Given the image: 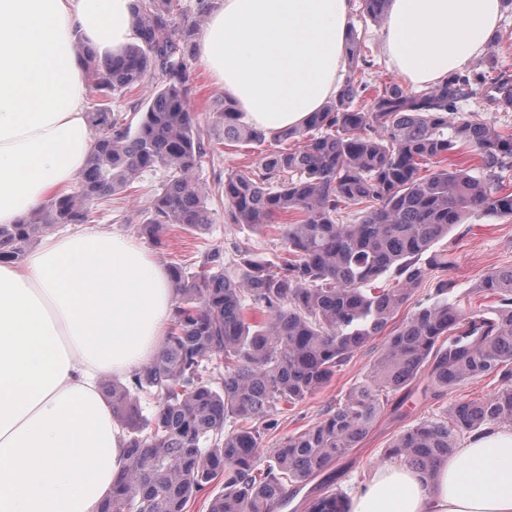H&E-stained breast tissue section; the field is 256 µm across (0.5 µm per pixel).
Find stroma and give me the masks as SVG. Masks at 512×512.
I'll list each match as a JSON object with an SVG mask.
<instances>
[{
  "label": "stroma",
  "instance_id": "obj_1",
  "mask_svg": "<svg viewBox=\"0 0 512 512\" xmlns=\"http://www.w3.org/2000/svg\"><path fill=\"white\" fill-rule=\"evenodd\" d=\"M351 27L356 30L366 55L373 62L372 68L365 73L366 80L376 83L396 80L397 74L388 61L380 39L384 24L366 15L362 0H352ZM188 70L190 109L201 130L217 141L214 153L197 170L200 183L209 193L208 206L215 215L214 224L206 230L179 238L169 234L156 241L143 235L140 226L161 181L160 173L156 172L145 174L119 199L113 200L110 208L98 210L93 221L86 223L85 228L89 231L114 229L126 233L164 266L176 262L192 270L202 261L205 253L217 249L230 258L235 254L236 245L242 243L250 244L257 257L263 260L279 261L285 255V246L277 234H257L245 225L224 221V196L218 191L219 183L230 173L256 168L261 154L256 149L240 150L221 145L224 118L218 105L225 97L224 91L214 82L199 56L190 58ZM466 224L468 233H451L438 241L436 247L454 253L457 261L454 271L457 281L455 297L464 309L471 310L485 302L477 288L481 278L491 270L512 265V221L472 217L467 219ZM384 341V336H376L370 345L355 353L326 388L307 398L295 409L280 413L278 429L265 436L257 450V462H264L280 438L320 420L348 389L362 382ZM493 389L494 385L489 380L478 379L469 381L446 396L433 398L424 395L422 382L410 383L400 392L389 396L375 425L358 448L339 457L324 473L302 485L288 487L285 505L277 507L275 512H307L309 502L329 490L347 492L367 483L375 468L385 463L384 452L388 444L403 430L420 419L432 417L461 397H481Z\"/></svg>",
  "mask_w": 512,
  "mask_h": 512
}]
</instances>
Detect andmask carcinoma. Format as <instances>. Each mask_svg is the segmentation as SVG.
Segmentation results:
<instances>
[{"instance_id":"cac0c4a2","label":"carcinoma","mask_w":512,"mask_h":512,"mask_svg":"<svg viewBox=\"0 0 512 512\" xmlns=\"http://www.w3.org/2000/svg\"><path fill=\"white\" fill-rule=\"evenodd\" d=\"M388 0H363L377 20ZM179 0H135L134 41L119 56L83 43L98 104L88 113L99 136L78 188L42 204L18 224L0 225V260H13L61 224H84L139 178L160 170L140 229L159 241L213 223L208 192L195 178L215 141L190 111L187 72L197 22L177 23ZM349 75L334 98L301 126L267 134L221 103L224 144L269 145L256 171L224 177V223L257 232L280 224L286 256L277 264L236 248L233 271L207 253L192 272L169 267L177 292L159 355L110 385L112 416L126 430L130 465L100 512H187L216 479L208 512H273L288 486L322 473L356 448L377 421L382 399L424 377V391L448 394L472 379L497 380L482 398L460 399L398 435L385 454L432 476L467 435L512 427V266L486 273L479 289L496 307L467 314L450 300L455 257L436 242L470 215L512 220V132L459 111L476 86L512 109V71L490 62L419 92L359 77L373 67L350 32ZM156 80L136 128L112 102ZM289 146L279 148L277 144ZM428 165V174L420 175ZM393 273L388 288L374 282ZM434 301L388 334L366 376L324 417L284 437L266 464L255 452L277 428L280 410L323 389L354 354L380 335L423 283ZM155 399L142 414L134 394ZM328 491L307 512H346Z\"/></svg>"}]
</instances>
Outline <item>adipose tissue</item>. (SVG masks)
<instances>
[{
    "instance_id": "adipose-tissue-1",
    "label": "adipose tissue",
    "mask_w": 512,
    "mask_h": 512,
    "mask_svg": "<svg viewBox=\"0 0 512 512\" xmlns=\"http://www.w3.org/2000/svg\"><path fill=\"white\" fill-rule=\"evenodd\" d=\"M133 0H0V224L69 189L94 146L76 42L117 55ZM351 0H222L202 64L268 133L320 111L344 77ZM502 0H389L382 41L410 85L436 84L486 49ZM176 290L119 231L51 234L0 261V512H99L130 464L99 387L160 352ZM348 512H512V429L463 440L426 477L385 463Z\"/></svg>"
}]
</instances>
